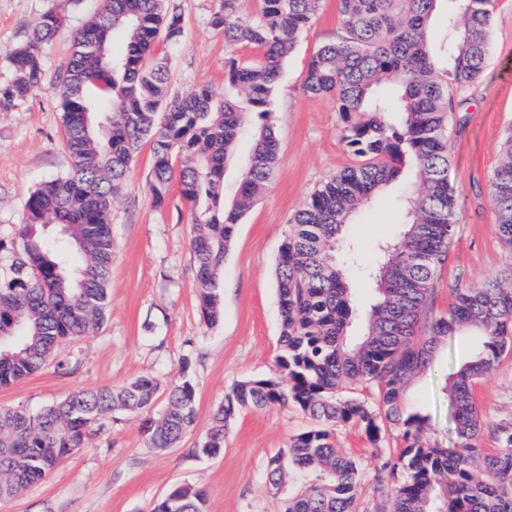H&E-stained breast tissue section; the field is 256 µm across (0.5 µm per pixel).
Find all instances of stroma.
Returning a JSON list of instances; mask_svg holds the SVG:
<instances>
[{"label":"stroma","mask_w":512,"mask_h":512,"mask_svg":"<svg viewBox=\"0 0 512 512\" xmlns=\"http://www.w3.org/2000/svg\"><path fill=\"white\" fill-rule=\"evenodd\" d=\"M101 5L102 0H78L68 8L66 30L42 54L41 88L21 107L0 112V272L15 257L29 194L71 166L58 80L71 54L70 30L87 23ZM170 5L184 20L181 41L170 53L173 91L185 95L202 84L223 85L224 62L232 52L211 25L217 0H170ZM48 6L49 0H0V84L11 77L9 52L26 40ZM343 33L338 0H324L283 63L270 116L278 159L265 193L238 224L224 261L221 321L209 324L199 306L193 228L178 191H171L164 205L154 202L148 183L152 152L145 143L112 202V273L100 326L65 345V367L52 360L0 387V408L36 413L80 390L117 388L142 376L166 385L186 376L196 387L194 425L175 447L159 452L148 448L143 422L161 414L164 397L143 416L113 413L45 480L0 501V512H151L168 491L185 484L205 491V512H280L298 493L297 480L275 492L263 479L267 458L311 425L294 405L242 410L219 455H203L200 448L226 392L246 380L276 376L280 322L274 270L288 222L329 175L352 161L335 100L302 87L313 53ZM452 96L453 231L435 272L429 322L447 314L455 288L490 275H512V249L497 234L489 197L504 129L512 123V0H495L481 76L453 89ZM260 123L255 116L246 124L227 163L225 203L236 197ZM399 190V184L389 185L354 216L349 236L364 250L396 233L400 216L392 201ZM478 342L475 336L440 337L428 368L406 390L407 409L429 417L437 447L453 445L449 376L469 361ZM476 398L486 421L512 422V352L477 386Z\"/></svg>","instance_id":"stroma-1"}]
</instances>
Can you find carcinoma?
<instances>
[{
  "label": "carcinoma",
  "instance_id": "obj_1",
  "mask_svg": "<svg viewBox=\"0 0 512 512\" xmlns=\"http://www.w3.org/2000/svg\"><path fill=\"white\" fill-rule=\"evenodd\" d=\"M323 0H260L245 13L239 0H219L211 17L228 48L249 46L256 63L225 62L224 87L172 92L166 47L179 42L183 18L167 0H107L93 20L72 34V52L59 80L70 170L30 193L19 256L0 276V386H10L59 357L62 347L103 319L112 269V200L125 185L142 142L152 149L149 186L164 203L173 180L195 234L196 288L203 316H223L217 293L230 243L248 204L266 189L278 158L271 123L272 94L285 58L322 8ZM444 5L454 39L444 55L430 42L429 20ZM345 35L320 46L304 72L303 88L336 100L342 139L354 162L329 176L289 221L276 265L282 380L236 384L213 412L199 452L224 449V431L246 408L293 403L310 419L308 430L267 459L264 478L279 488L286 474L304 480L284 512H356L363 480L358 462L339 452L336 428L354 425L380 449L388 428L402 448L387 455L376 478L392 512H434L430 491L448 478L444 512H512V423L496 430L498 448L481 446L484 417L474 388L512 350V280L490 276L455 289L448 316L422 326L432 278L452 231L448 186L449 84L474 83L488 49L492 0H338ZM66 6L54 3L28 39L9 53L12 76L0 84V112L25 103L43 78L42 49L65 24ZM89 113V121L82 113ZM257 129L251 163L237 199L224 203L225 165L248 115ZM504 159L490 176L489 197L500 239L512 247V126ZM414 177L399 200L407 219L368 258L346 236L350 217L377 190L403 174ZM356 270L375 292L364 312V332L352 338L357 297L346 283ZM481 338L471 359L451 377L455 447L429 441V418L410 413L404 392L424 372L441 336ZM375 384L376 403L342 393ZM157 380L81 390L36 415L0 410V499L45 479L81 448L114 411L150 409ZM195 386L168 387L158 419L145 421L149 447L165 451L194 422ZM205 492L172 488L152 512H204Z\"/></svg>",
  "mask_w": 512,
  "mask_h": 512
}]
</instances>
